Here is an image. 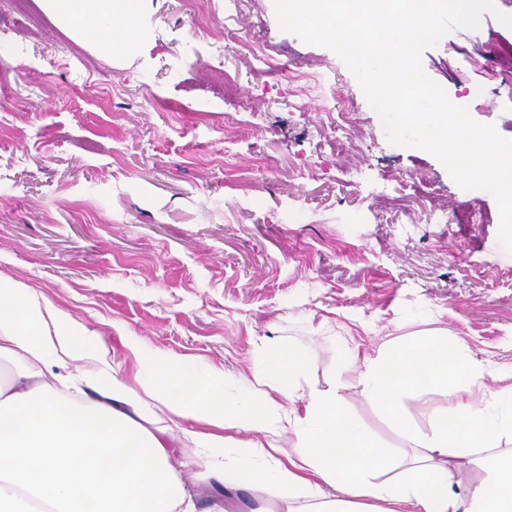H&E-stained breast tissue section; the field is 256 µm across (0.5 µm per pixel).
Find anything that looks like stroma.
I'll list each match as a JSON object with an SVG mask.
<instances>
[{
    "label": "stroma",
    "mask_w": 512,
    "mask_h": 512,
    "mask_svg": "<svg viewBox=\"0 0 512 512\" xmlns=\"http://www.w3.org/2000/svg\"><path fill=\"white\" fill-rule=\"evenodd\" d=\"M494 3L421 62L512 139V67L493 60L512 0ZM148 22L150 41L111 59L34 0H0V275L84 323L120 370L125 334L233 378L270 347L299 350L319 387L354 350L424 336L512 366L493 194L389 143L344 61L282 31L273 0H150ZM463 208L474 223H453ZM343 403L397 461L411 455L369 398Z\"/></svg>",
    "instance_id": "obj_1"
}]
</instances>
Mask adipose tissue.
<instances>
[{"label":"adipose tissue","instance_id":"ef3b65f1","mask_svg":"<svg viewBox=\"0 0 512 512\" xmlns=\"http://www.w3.org/2000/svg\"><path fill=\"white\" fill-rule=\"evenodd\" d=\"M144 0H38L64 33L94 37L100 53L123 55L150 39ZM94 334L28 288L0 275V359L19 363L0 388V512H197L202 487L177 467L185 442L231 448L236 471L226 493L263 490L274 512H512V368L469 360L447 338L431 336L379 349L341 370L331 384L303 385L308 363L270 349L252 379L234 386L225 374L123 337L134 363L79 366ZM497 384L480 402L472 390ZM355 388L410 442L405 476L382 481L393 458L343 409ZM440 396L428 425L408 423L406 404ZM165 410L174 427L153 426ZM249 433L239 442V433ZM292 433V450L277 436ZM468 464L466 496L452 493L455 467Z\"/></svg>","mask_w":512,"mask_h":512}]
</instances>
